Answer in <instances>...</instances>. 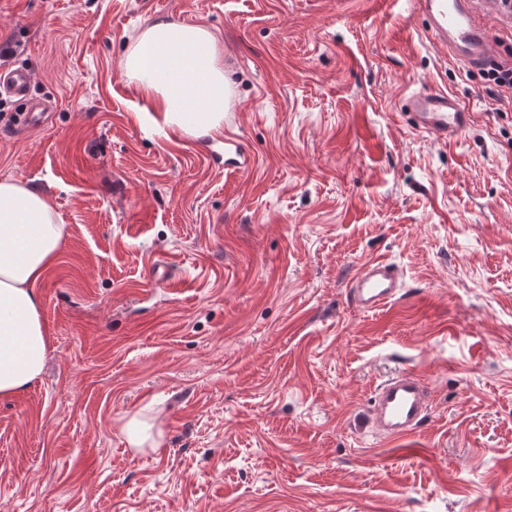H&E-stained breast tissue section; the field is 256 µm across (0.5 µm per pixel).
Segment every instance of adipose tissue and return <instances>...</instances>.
Listing matches in <instances>:
<instances>
[{
  "label": "adipose tissue",
  "instance_id": "ef3b65f1",
  "mask_svg": "<svg viewBox=\"0 0 512 512\" xmlns=\"http://www.w3.org/2000/svg\"><path fill=\"white\" fill-rule=\"evenodd\" d=\"M124 71L155 102L168 128L192 140L224 132V64L208 28L158 20L125 57ZM64 236L39 187L0 180V398L39 379L49 348L35 285L55 261Z\"/></svg>",
  "mask_w": 512,
  "mask_h": 512
}]
</instances>
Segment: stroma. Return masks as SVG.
Instances as JSON below:
<instances>
[{
  "instance_id": "35a3bbf8",
  "label": "stroma",
  "mask_w": 512,
  "mask_h": 512,
  "mask_svg": "<svg viewBox=\"0 0 512 512\" xmlns=\"http://www.w3.org/2000/svg\"><path fill=\"white\" fill-rule=\"evenodd\" d=\"M158 19L221 37L247 172L125 75ZM9 38L56 110L18 135L0 108V180L65 233L45 371L0 399V512H512V98L416 0H0ZM437 89L476 114L449 145L407 106ZM372 257L404 288L366 313ZM398 370L433 399L408 451L367 428ZM402 273L397 264L384 258L362 263L350 278V302L365 312L385 309L402 288ZM127 440L133 448H155L160 443L161 430L137 417L130 418L123 428Z\"/></svg>"
}]
</instances>
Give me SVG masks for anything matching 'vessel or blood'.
<instances>
[{
  "label": "vessel or blood",
  "mask_w": 512,
  "mask_h": 512,
  "mask_svg": "<svg viewBox=\"0 0 512 512\" xmlns=\"http://www.w3.org/2000/svg\"><path fill=\"white\" fill-rule=\"evenodd\" d=\"M431 35L443 48L454 51L470 69L494 65L497 53L493 39L481 23L475 0H417ZM32 74L18 67L0 75V94L24 104L23 121L40 124L45 109L31 99ZM416 129L430 133L443 143H451L474 123L475 114L454 94L445 91L416 92L408 100ZM402 286V273L392 261L376 258L362 263L350 278L348 297L366 312L385 309ZM430 407V392L420 375L400 372L377 387L370 410L373 434L388 440L413 437L423 425Z\"/></svg>",
  "instance_id": "b4317fda"
}]
</instances>
